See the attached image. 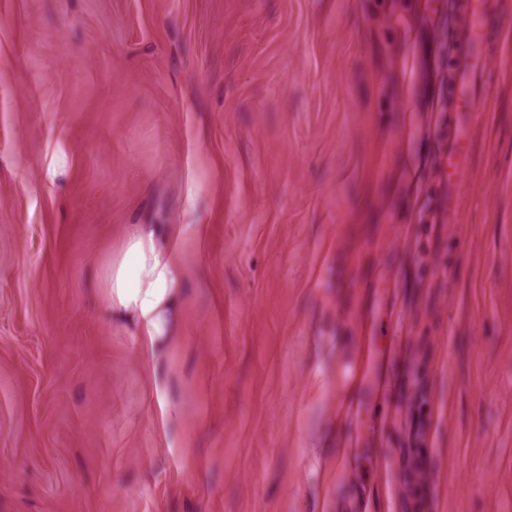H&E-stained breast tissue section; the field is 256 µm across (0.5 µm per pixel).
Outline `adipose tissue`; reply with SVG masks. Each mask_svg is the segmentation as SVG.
<instances>
[{
	"label": "adipose tissue",
	"mask_w": 512,
	"mask_h": 512,
	"mask_svg": "<svg viewBox=\"0 0 512 512\" xmlns=\"http://www.w3.org/2000/svg\"><path fill=\"white\" fill-rule=\"evenodd\" d=\"M153 237L148 225H140L128 243L125 259L108 268L106 277L110 316L130 322L143 345L160 349L172 336L183 254L177 248L159 254Z\"/></svg>",
	"instance_id": "obj_1"
}]
</instances>
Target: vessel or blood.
<instances>
[{
    "label": "vessel or blood",
    "instance_id": "obj_1",
    "mask_svg": "<svg viewBox=\"0 0 512 512\" xmlns=\"http://www.w3.org/2000/svg\"><path fill=\"white\" fill-rule=\"evenodd\" d=\"M464 33L457 47V63L451 78L448 109L456 119L441 143L440 158L454 172L463 170L462 148L471 124L478 120L476 83L482 70L487 37L493 26L494 0H461Z\"/></svg>",
    "mask_w": 512,
    "mask_h": 512
}]
</instances>
